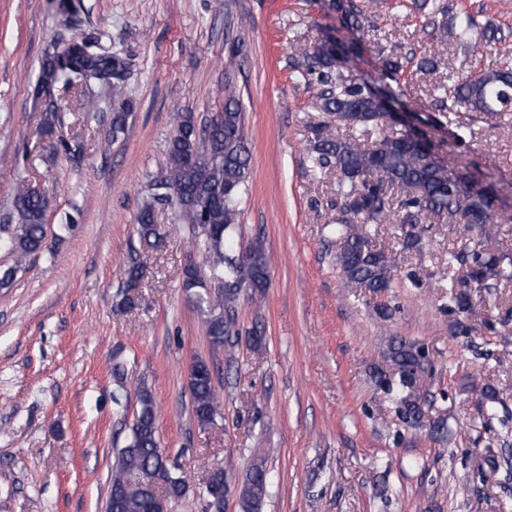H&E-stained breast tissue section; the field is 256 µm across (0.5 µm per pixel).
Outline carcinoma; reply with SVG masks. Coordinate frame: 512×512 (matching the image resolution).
Instances as JSON below:
<instances>
[{"mask_svg": "<svg viewBox=\"0 0 512 512\" xmlns=\"http://www.w3.org/2000/svg\"><path fill=\"white\" fill-rule=\"evenodd\" d=\"M343 25L353 34L370 27L365 9L349 0L344 8ZM433 48L418 59L417 69L433 71L439 56L434 46L456 39L486 49L512 39V30L491 20L481 24L465 14L448 24V7L436 5L423 28ZM356 38L343 44L329 35L298 57L290 70L296 80H316L320 90L313 109L326 120L309 127V168L320 176L336 172V210L339 217L332 232L339 248L336 268L344 286L379 294L391 287L402 252H423L424 238L415 230L421 221L449 224L464 233L494 223L499 196L492 186H479L457 165L448 167L433 157L434 143H428L410 130L384 128L383 103L400 102L401 92L390 84L376 85L350 68L358 55ZM79 91L86 112L96 109L93 89L105 85L112 99L125 95L127 66L117 52L105 53L87 39H74L49 55L34 88L43 101L47 123L59 119L53 88L59 77ZM434 108L456 126L448 146L466 142L458 120L462 111L480 112L494 119L512 114V68L504 65L482 69L476 74L457 77L439 87ZM338 128H351L372 136L364 147L352 137L335 134ZM251 154L244 136V112L235 89L224 86V111L203 125L192 112H182L168 140L164 172L150 184V192L137 214L139 236L147 246L158 247L162 235L158 210L177 206L182 223L196 238H203L214 293L207 304L206 330L216 351L232 346L239 335L236 306L242 289L262 293L267 288L268 261L260 242L242 253L235 251V231L240 224L241 196L250 176ZM47 200L29 190L15 196L12 224H0L8 235L6 245L19 258L46 249ZM409 225L400 237L397 251L377 246L367 232L368 224H391L394 220ZM440 279L448 281V313L455 316L452 333L468 338L482 330L496 333V320L485 315L476 318L472 304L475 291L496 292L512 284V254L481 247L448 251V262L438 269ZM385 366L375 370V384L392 396L396 415L408 427L418 425L424 416L421 396L431 379L433 366L425 346L400 336L389 338ZM188 388L198 423H213L219 402L213 385L210 364L197 360L190 368ZM480 406L491 412L499 403L498 391L490 383L479 390ZM139 410L124 448L112 467L111 488L105 512H158L164 506L145 487L148 481L164 482V495L170 501L185 492V480L172 473L167 457L156 438L155 401L152 391L141 386L137 391ZM215 488L209 491L216 512H223L228 486L224 476H213ZM269 480L263 461L252 464L239 489L241 512H260L268 493Z\"/></svg>", "mask_w": 512, "mask_h": 512, "instance_id": "obj_1", "label": "carcinoma"}]
</instances>
